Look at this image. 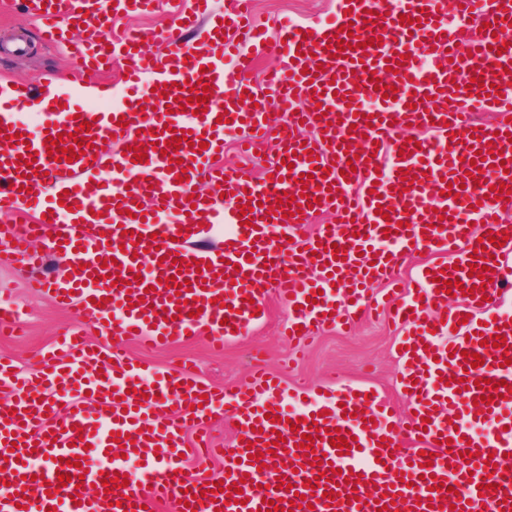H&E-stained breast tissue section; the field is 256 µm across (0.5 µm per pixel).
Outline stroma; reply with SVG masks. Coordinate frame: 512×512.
<instances>
[{"label": "stroma", "mask_w": 512, "mask_h": 512, "mask_svg": "<svg viewBox=\"0 0 512 512\" xmlns=\"http://www.w3.org/2000/svg\"><path fill=\"white\" fill-rule=\"evenodd\" d=\"M342 9L343 0H254L253 21L273 37L279 20L325 25L339 19ZM70 56L69 44L42 43L37 22L22 11V0H0V84L23 80L42 92L57 87L63 95H70ZM275 154V141L246 152L238 133L225 136V163L252 176H261ZM30 276V269L20 265L0 267V289L12 294L22 312L20 329L0 334V358L11 359L24 371L35 368L55 346L61 327L80 320L78 309L57 308L50 294H31L27 288ZM290 315L287 301L272 294L264 316L250 333L225 344L223 352L212 351L205 334L176 339L161 350L130 340L125 350L130 359L149 370L188 369L205 383L233 390L247 385L254 365H264L282 381L280 402L296 409L308 403L335 402L344 383L372 390L394 416L410 415V401L396 386L401 371L396 345L401 333L387 316H362L346 332L317 326L311 339L295 347L283 335Z\"/></svg>", "instance_id": "1"}]
</instances>
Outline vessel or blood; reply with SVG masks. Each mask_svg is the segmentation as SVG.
I'll return each mask as SVG.
<instances>
[{"mask_svg":"<svg viewBox=\"0 0 512 512\" xmlns=\"http://www.w3.org/2000/svg\"><path fill=\"white\" fill-rule=\"evenodd\" d=\"M249 2L224 0L213 19L212 34L233 56L225 69L210 45L180 43L209 0H177L162 57L147 50V36L106 32L119 12L149 10L153 0H27L45 42L66 41L84 24L101 31L76 48L78 72L126 62L129 77L151 75V97L162 105L131 101L96 113L51 99L45 132L34 136L17 111L36 90L19 83L0 96V140L12 144L0 154V215L15 219L0 227V265L29 267L30 288H50L63 308L83 306L113 339L96 347L81 329L67 330L49 369L25 376L0 360V390L9 394L0 403V512H160L172 500L184 501L182 512H266L270 500L278 512H480L484 504L512 512V431L502 428L512 404V334L497 343L499 319L460 331L463 318L498 297L512 256V200L496 192H512V0H349L340 23L282 22L271 41L249 25ZM261 54L281 66L268 94L250 97L246 75ZM385 86L396 87L394 98H383ZM366 97L367 109L359 105ZM477 108L495 112L496 123L468 120ZM301 123L315 139L296 136ZM411 127L430 135L411 142ZM229 129L250 141L277 135L263 181L216 164ZM55 136L65 148L83 142V154L55 161ZM106 142L122 148L107 179ZM137 149L145 162L134 161ZM201 178L223 183L225 210L195 193ZM62 193L66 211L51 201ZM249 203L253 211L243 212ZM318 211L336 212L337 223L302 236ZM172 214L181 224L167 223ZM200 223L232 231L198 250L188 240ZM45 238L70 257L51 280L39 277L44 257L29 249ZM416 252L433 261L396 289L393 310L408 331L399 385L414 414L405 420L386 416L366 389L345 390L342 406L325 416L274 402L260 419L255 395L281 389L265 368H255L249 389L227 392L187 371L146 372L121 342L164 346L203 330L223 348L250 331L273 290L295 308L292 338L320 324L344 327L370 311L371 286L393 280ZM474 264L488 266L486 279L471 275ZM450 280L463 284L451 297ZM184 282L188 290L178 291ZM335 286L343 290L336 300ZM452 328L457 336L438 349L435 332ZM473 353L481 367H472ZM171 402L177 410L160 415ZM448 409L469 416L477 432L449 429ZM217 414L238 423L232 451L187 439ZM118 434L129 439L121 460L111 452ZM338 436L348 447L331 446ZM217 456L225 460L221 492L186 471L188 459ZM128 457L141 463L136 475L127 473ZM123 477L128 485L117 487Z\"/></svg>","mask_w":512,"mask_h":512,"instance_id":"b4317fda","label":"vessel or blood"}]
</instances>
